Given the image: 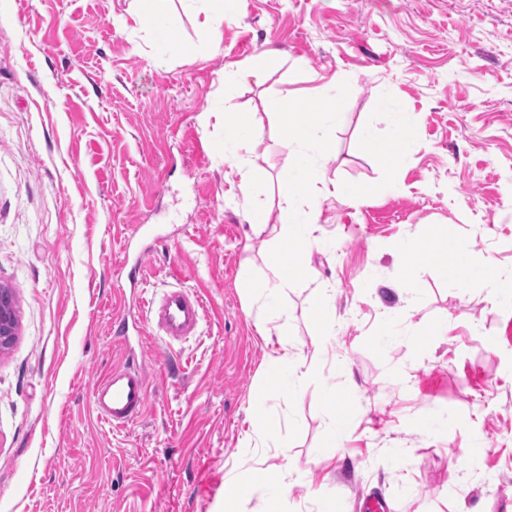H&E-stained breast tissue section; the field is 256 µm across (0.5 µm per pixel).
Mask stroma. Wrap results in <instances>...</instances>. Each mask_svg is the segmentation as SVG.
<instances>
[{
	"label": "stroma",
	"mask_w": 512,
	"mask_h": 512,
	"mask_svg": "<svg viewBox=\"0 0 512 512\" xmlns=\"http://www.w3.org/2000/svg\"><path fill=\"white\" fill-rule=\"evenodd\" d=\"M138 0H0V283L19 335L0 355V512H512V0H235L219 30L171 0L178 53ZM256 66L232 100L224 68ZM356 80L317 176L374 184L359 147L380 96L417 140L359 205L314 197L307 280L262 339L243 279L272 275L253 211L278 214L286 150L268 100ZM253 113L259 171L224 158ZM465 247L404 276L403 242ZM183 286L195 332L159 339L148 303ZM329 299L334 326L318 312ZM128 324L118 338L116 323ZM321 363L293 398L271 358ZM147 376L127 428L91 404L112 367ZM359 403L349 422L321 398ZM265 470L309 488L271 501Z\"/></svg>",
	"instance_id": "stroma-1"
}]
</instances>
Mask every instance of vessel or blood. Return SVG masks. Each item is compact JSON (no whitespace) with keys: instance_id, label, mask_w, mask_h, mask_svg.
<instances>
[{"instance_id":"vessel-or-blood-1","label":"vessel or blood","mask_w":512,"mask_h":512,"mask_svg":"<svg viewBox=\"0 0 512 512\" xmlns=\"http://www.w3.org/2000/svg\"><path fill=\"white\" fill-rule=\"evenodd\" d=\"M148 307L161 335L170 340H179L196 329L202 303L199 297L185 289L174 288L159 300L150 301ZM148 397L145 374L127 364L113 368L96 386L92 403L105 423L122 428L143 415Z\"/></svg>"}]
</instances>
